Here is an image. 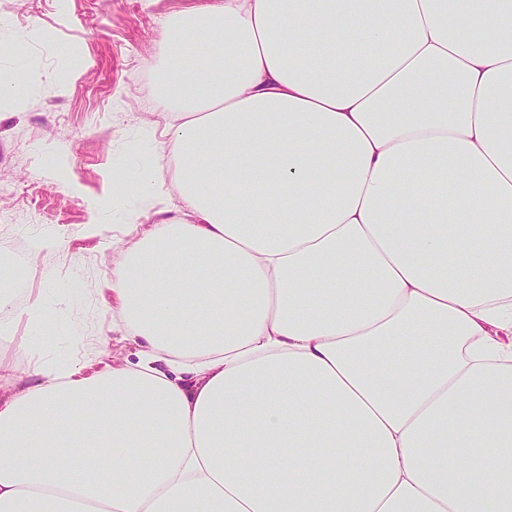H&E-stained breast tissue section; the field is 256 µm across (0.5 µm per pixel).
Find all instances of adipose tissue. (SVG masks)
Segmentation results:
<instances>
[{"mask_svg":"<svg viewBox=\"0 0 512 512\" xmlns=\"http://www.w3.org/2000/svg\"><path fill=\"white\" fill-rule=\"evenodd\" d=\"M507 13L182 10L151 66L173 166L133 190L193 219L112 265L138 364L0 403V512H512Z\"/></svg>","mask_w":512,"mask_h":512,"instance_id":"ef3b65f1","label":"adipose tissue"}]
</instances>
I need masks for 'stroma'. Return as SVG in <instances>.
<instances>
[{"label": "stroma", "mask_w": 512, "mask_h": 512, "mask_svg": "<svg viewBox=\"0 0 512 512\" xmlns=\"http://www.w3.org/2000/svg\"><path fill=\"white\" fill-rule=\"evenodd\" d=\"M193 2L0 0V36L17 45L14 61L27 83L22 108L0 107V181L18 187L0 197V208L41 209L40 223L27 231L0 224V260L35 269L16 294L41 299L50 328L32 336L25 317L12 316V333L0 335V362L10 368L1 397L30 385L34 367L57 358L90 374L139 359L109 290L112 264L172 211L156 202L129 230L134 196L120 193L116 172L164 165L141 138L172 120L152 92L148 64L161 59L171 16ZM34 27L40 38H31ZM43 230L59 248L31 253V235Z\"/></svg>", "instance_id": "35a3bbf8"}]
</instances>
